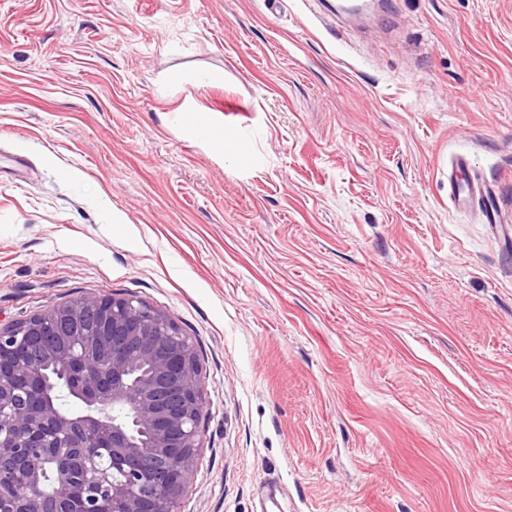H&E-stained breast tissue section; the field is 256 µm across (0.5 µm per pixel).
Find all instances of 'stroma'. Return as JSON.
Wrapping results in <instances>:
<instances>
[{"instance_id": "1", "label": "stroma", "mask_w": 512, "mask_h": 512, "mask_svg": "<svg viewBox=\"0 0 512 512\" xmlns=\"http://www.w3.org/2000/svg\"><path fill=\"white\" fill-rule=\"evenodd\" d=\"M391 2L0 0V321L191 336L177 512H512V0ZM467 175L466 179L461 181L459 174ZM449 198L453 202L470 205L474 200L481 201L483 198H489L491 193L483 182L471 173L470 166L466 159L458 158L451 164L448 172Z\"/></svg>"}]
</instances>
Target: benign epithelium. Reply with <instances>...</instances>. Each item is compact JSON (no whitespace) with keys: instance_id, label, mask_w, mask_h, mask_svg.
<instances>
[{"instance_id":"obj_1","label":"benign epithelium","mask_w":512,"mask_h":512,"mask_svg":"<svg viewBox=\"0 0 512 512\" xmlns=\"http://www.w3.org/2000/svg\"><path fill=\"white\" fill-rule=\"evenodd\" d=\"M28 359L0 367V503L7 512H67L73 483L95 484L113 512H176L204 435L201 364L194 341L166 313L133 296H84L0 325V360L20 344ZM80 409L63 414L55 397ZM112 442L117 475L91 449Z\"/></svg>"}]
</instances>
